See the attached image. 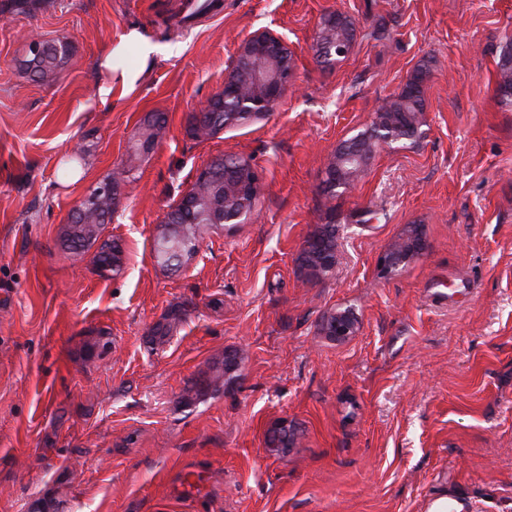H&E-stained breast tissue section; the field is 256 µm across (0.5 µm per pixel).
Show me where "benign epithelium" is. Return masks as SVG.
Returning a JSON list of instances; mask_svg holds the SVG:
<instances>
[{"mask_svg": "<svg viewBox=\"0 0 512 512\" xmlns=\"http://www.w3.org/2000/svg\"><path fill=\"white\" fill-rule=\"evenodd\" d=\"M285 52V43L272 35H256L246 40L230 74L224 79V86L196 114L198 125H204L206 116L216 103L223 104L237 94L241 75L250 72L253 64L260 60L267 61L270 71L264 76L256 77L253 93L244 101V111L224 113V126L238 125L267 114L296 78L295 70L287 68ZM220 171L224 172V190L230 192L236 206L213 213V223L236 224L241 218L252 213L253 195L258 191L259 178L250 163H233L222 156H217L199 170L196 182L211 181ZM109 195V188L103 186L90 200H82L74 211V220L80 224H99L108 220V211L103 206V201ZM405 243V249L401 248L399 243H394L382 256L383 273L389 274L398 270L420 254L423 250V240L418 228L413 227L406 232ZM358 326V317L353 312L338 310L330 314L325 322L324 332L340 341L355 335Z\"/></svg>", "mask_w": 512, "mask_h": 512, "instance_id": "obj_1", "label": "benign epithelium"}]
</instances>
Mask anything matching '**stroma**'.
<instances>
[{
  "mask_svg": "<svg viewBox=\"0 0 512 512\" xmlns=\"http://www.w3.org/2000/svg\"><path fill=\"white\" fill-rule=\"evenodd\" d=\"M180 3L0 16V512H427L445 494L458 512H512V107L496 76L512 0H223L165 27ZM336 12L356 37L323 67L317 33ZM31 31L71 47L54 82L25 65ZM132 31L162 54L120 47ZM261 33L293 52V86L267 116L191 137ZM114 70L140 77L125 88ZM417 72L418 143L377 149L353 189L324 193L336 149ZM158 113L161 134L137 149ZM218 155L257 169L252 214L214 228L187 267L161 266L167 213ZM109 178L116 275L63 245ZM412 224L422 254L381 275ZM327 227L337 261L315 278L303 249ZM174 307L182 323L155 340ZM337 309L360 322L343 341L322 329ZM227 355L223 392L183 403ZM282 420L299 436L269 453Z\"/></svg>",
  "mask_w": 512,
  "mask_h": 512,
  "instance_id": "stroma-1",
  "label": "stroma"
}]
</instances>
